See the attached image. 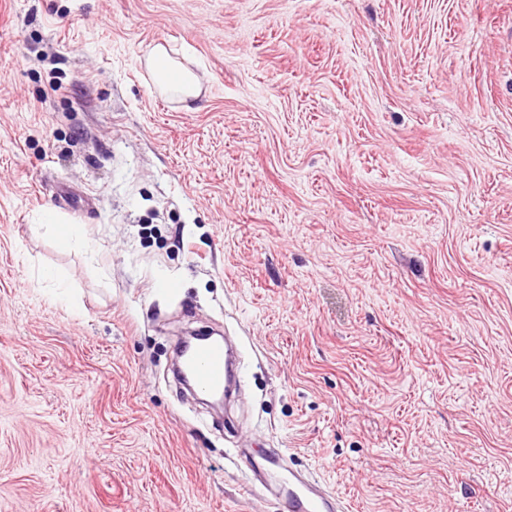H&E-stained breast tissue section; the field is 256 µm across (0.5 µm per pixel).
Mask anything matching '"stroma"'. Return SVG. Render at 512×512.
<instances>
[{
	"instance_id": "35a3bbf8",
	"label": "stroma",
	"mask_w": 512,
	"mask_h": 512,
	"mask_svg": "<svg viewBox=\"0 0 512 512\" xmlns=\"http://www.w3.org/2000/svg\"><path fill=\"white\" fill-rule=\"evenodd\" d=\"M291 463L512 512V0H0V512H283ZM147 66L156 85L173 94L187 109L200 94L199 79L196 74L174 59L162 45L153 48L147 58ZM228 341H201L192 346L185 356V366L200 395L224 390L233 377L228 359Z\"/></svg>"
}]
</instances>
